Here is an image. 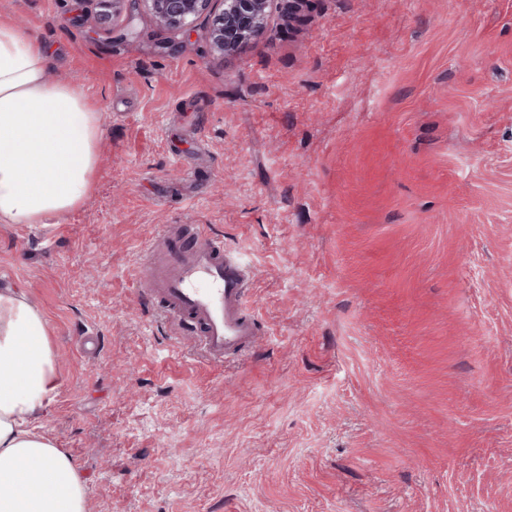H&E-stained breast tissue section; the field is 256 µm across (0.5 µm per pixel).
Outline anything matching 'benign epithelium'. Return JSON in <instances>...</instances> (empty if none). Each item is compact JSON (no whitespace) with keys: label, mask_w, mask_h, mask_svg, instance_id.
I'll list each match as a JSON object with an SVG mask.
<instances>
[{"label":"benign epithelium","mask_w":512,"mask_h":512,"mask_svg":"<svg viewBox=\"0 0 512 512\" xmlns=\"http://www.w3.org/2000/svg\"><path fill=\"white\" fill-rule=\"evenodd\" d=\"M222 9L214 14L208 38L211 51L219 58L241 51L268 24L273 0H141L155 24L170 33H187L194 23L212 9L214 2ZM99 7L98 19L113 20L120 16L128 0H94Z\"/></svg>","instance_id":"benign-epithelium-1"}]
</instances>
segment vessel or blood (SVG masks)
I'll list each match as a JSON object with an SVG mask.
<instances>
[{
  "mask_svg": "<svg viewBox=\"0 0 512 512\" xmlns=\"http://www.w3.org/2000/svg\"><path fill=\"white\" fill-rule=\"evenodd\" d=\"M148 253L141 297L209 361L224 363L257 344L259 328L247 301L251 272L223 238L200 225L167 224Z\"/></svg>",
  "mask_w": 512,
  "mask_h": 512,
  "instance_id": "b4317fda",
  "label": "vessel or blood"
}]
</instances>
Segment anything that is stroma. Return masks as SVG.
Masks as SVG:
<instances>
[{"instance_id": "35a3bbf8", "label": "stroma", "mask_w": 512, "mask_h": 512, "mask_svg": "<svg viewBox=\"0 0 512 512\" xmlns=\"http://www.w3.org/2000/svg\"><path fill=\"white\" fill-rule=\"evenodd\" d=\"M0 0L101 114L93 190L0 224L86 512H512V0H273L211 56L142 0ZM205 224L263 334L215 366L138 295Z\"/></svg>"}]
</instances>
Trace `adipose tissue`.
Here are the masks:
<instances>
[{"label":"adipose tissue","mask_w":512,"mask_h":512,"mask_svg":"<svg viewBox=\"0 0 512 512\" xmlns=\"http://www.w3.org/2000/svg\"><path fill=\"white\" fill-rule=\"evenodd\" d=\"M48 52L0 21V223L44 224L90 195L100 114ZM48 324L20 290L0 291V512H85L70 456L37 420L59 388Z\"/></svg>","instance_id":"ef3b65f1"}]
</instances>
